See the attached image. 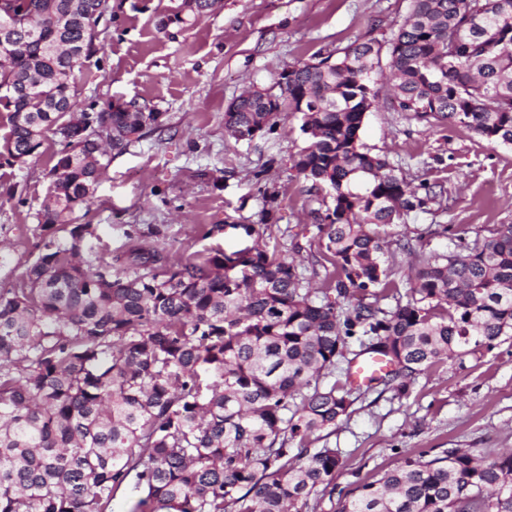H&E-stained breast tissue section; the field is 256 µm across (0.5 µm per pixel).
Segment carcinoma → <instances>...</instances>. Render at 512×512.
Masks as SVG:
<instances>
[{
    "instance_id": "cac0c4a2",
    "label": "carcinoma",
    "mask_w": 512,
    "mask_h": 512,
    "mask_svg": "<svg viewBox=\"0 0 512 512\" xmlns=\"http://www.w3.org/2000/svg\"><path fill=\"white\" fill-rule=\"evenodd\" d=\"M106 0H0V15L41 27L0 56V158L24 164L46 134L73 119L94 140L64 142L48 169L38 255L0 283V512H512V450H421L373 481L336 491L340 449L308 447L349 416L353 387L324 383L363 355L384 358L376 382L402 397L438 363L512 336V224H496L459 252H424L404 292L391 294L382 228L440 204L444 188L413 187L386 159L361 151L376 105L382 47L355 39L339 55L298 62L278 91L238 97L224 113L238 141L303 114L309 144L297 176L332 199L317 244L334 267L323 287L255 243L205 247L173 262L162 225L125 232L121 253L99 248L95 224L73 215L96 190L107 151L162 132L107 102L78 109L76 68L97 54L94 14ZM391 108L512 145V0H411L391 39ZM393 299L394 305L384 304Z\"/></svg>"
}]
</instances>
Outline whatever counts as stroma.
<instances>
[{
    "label": "stroma",
    "mask_w": 512,
    "mask_h": 512,
    "mask_svg": "<svg viewBox=\"0 0 512 512\" xmlns=\"http://www.w3.org/2000/svg\"><path fill=\"white\" fill-rule=\"evenodd\" d=\"M182 3L108 0L104 48L74 75L79 104L135 98L161 112L169 131L113 156L76 223L97 225L101 245L116 253L129 226L149 224L164 225L170 258L206 244L231 252L251 245L242 227L259 224L265 196L275 192L280 206L272 242L284 254H297L303 266L316 267L314 212L322 201L292 168L307 145L300 115L248 143L227 132L224 112L243 91L271 88L288 66L340 52L355 38L388 45L409 0H217L192 25H165ZM373 88L380 99L365 115L363 150L386 156L412 182L445 188L440 205L412 214L407 227H390L391 239L445 224L451 237L431 238L428 245L441 252L453 249L454 230L512 224V145L393 111L385 85L377 80ZM55 150L49 137L28 164H0V241L15 256L0 269V280L21 276L37 254L45 174ZM213 224L221 233L204 238ZM352 398L350 415L335 430L311 438L312 447L343 452L338 487L376 478L402 454L421 448H473L494 457L512 448V338L439 363L406 396L376 384Z\"/></svg>",
    "instance_id": "obj_1"
}]
</instances>
